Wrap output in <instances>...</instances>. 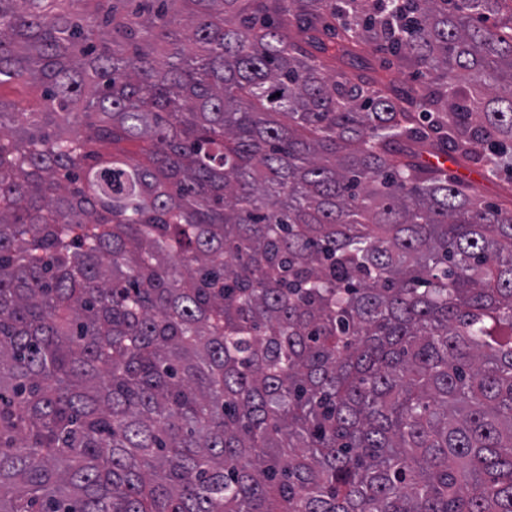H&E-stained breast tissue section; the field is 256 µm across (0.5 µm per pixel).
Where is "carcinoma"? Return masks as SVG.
Listing matches in <instances>:
<instances>
[{
    "label": "carcinoma",
    "instance_id": "1",
    "mask_svg": "<svg viewBox=\"0 0 512 512\" xmlns=\"http://www.w3.org/2000/svg\"><path fill=\"white\" fill-rule=\"evenodd\" d=\"M81 2L0 0V512H512V207L430 162L512 170V0Z\"/></svg>",
    "mask_w": 512,
    "mask_h": 512
}]
</instances>
